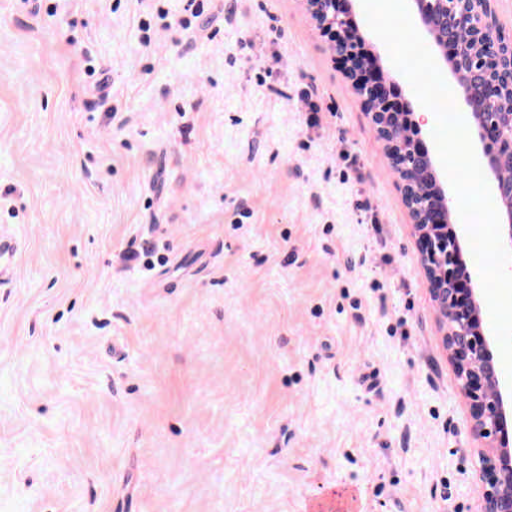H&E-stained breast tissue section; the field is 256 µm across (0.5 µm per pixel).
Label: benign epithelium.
Instances as JSON below:
<instances>
[{
    "label": "benign epithelium",
    "instance_id": "1",
    "mask_svg": "<svg viewBox=\"0 0 512 512\" xmlns=\"http://www.w3.org/2000/svg\"><path fill=\"white\" fill-rule=\"evenodd\" d=\"M340 0H305L307 11L329 49L348 65L355 93L372 115L391 166L402 182L405 205L418 234L420 264L438 313L442 346L461 395L473 409L470 434L478 442L484 483L478 512H512V390L500 384L492 345L481 330V307L456 302L459 277H470L461 240L452 224H438L437 211L450 217L452 200L431 157L419 149L420 121L412 112L390 109L382 93L384 73L369 56L366 39ZM415 16L441 52L458 94L483 145L481 164L501 204V234L512 249V108L503 105L512 89V37L499 24L496 0H411Z\"/></svg>",
    "mask_w": 512,
    "mask_h": 512
}]
</instances>
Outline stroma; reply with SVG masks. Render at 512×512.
<instances>
[{
  "instance_id": "stroma-1",
  "label": "stroma",
  "mask_w": 512,
  "mask_h": 512,
  "mask_svg": "<svg viewBox=\"0 0 512 512\" xmlns=\"http://www.w3.org/2000/svg\"><path fill=\"white\" fill-rule=\"evenodd\" d=\"M182 7L0 0V512H477L343 64L303 0Z\"/></svg>"
}]
</instances>
